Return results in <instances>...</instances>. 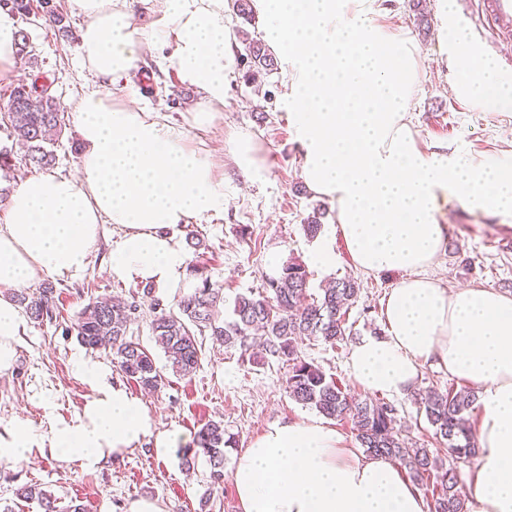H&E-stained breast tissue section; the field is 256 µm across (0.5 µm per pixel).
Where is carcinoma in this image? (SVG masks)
I'll return each mask as SVG.
<instances>
[{
  "label": "carcinoma",
  "mask_w": 512,
  "mask_h": 512,
  "mask_svg": "<svg viewBox=\"0 0 512 512\" xmlns=\"http://www.w3.org/2000/svg\"><path fill=\"white\" fill-rule=\"evenodd\" d=\"M235 16L246 22L254 20L253 0H231ZM244 52L238 54V65L247 68L251 79L278 70L276 57L258 40L244 39ZM16 56L31 62L28 31L17 28ZM44 75L36 74L29 83H21L11 91L7 117L14 137L25 148L29 165L46 168L55 156L52 147L65 128L64 109L59 100L48 93ZM309 279L304 264L289 260L276 277L265 281V291L258 295H239L233 302V318L221 317L220 289L207 280L193 293L177 302L176 307L154 315L150 328L154 340L179 377L193 375L200 366L201 344L198 337L209 335L226 347L258 355L251 351L254 336L263 338L265 354L288 363L285 389L294 401L316 410L327 419L349 420L356 438L368 455L385 456L400 462L409 479L422 484L432 481L431 512H465L458 487V473L437 464L426 448L410 449L398 437L396 409L389 403L361 398L345 391L317 364L301 355L300 343L305 338H320L333 346L344 340L346 316L355 303L360 286L352 278L336 279L322 289L319 296L308 293ZM53 285L23 292L15 302L24 307L27 317L41 324L52 319L55 310ZM137 306L118 298L87 304L74 322L78 341L88 349L104 351L112 356L119 370L144 390L154 392L162 377L153 356L138 343L127 339L136 321ZM476 402L471 391L429 390L420 399L434 435L446 441L448 452L465 459L475 451L474 437L466 415ZM193 445L202 449L210 464V485L218 489L224 483L225 449L236 446L233 436H225L224 422L211 420L194 436ZM23 501H36L42 512H85L81 504L57 505L58 498L36 483L23 484L14 490Z\"/></svg>",
  "instance_id": "obj_1"
}]
</instances>
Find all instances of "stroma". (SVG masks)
Masks as SVG:
<instances>
[{"label": "stroma", "mask_w": 512, "mask_h": 512, "mask_svg": "<svg viewBox=\"0 0 512 512\" xmlns=\"http://www.w3.org/2000/svg\"><path fill=\"white\" fill-rule=\"evenodd\" d=\"M52 3L63 14L66 28L58 30L40 19L29 25L35 63L18 64V78H0L1 110L19 80L28 79L35 70L48 77L52 94L65 109H72L88 89L80 40L84 20L72 11L69 0ZM420 11L429 19V30L418 25L416 14ZM376 20L409 31L419 46L409 113L423 145H444L464 154L496 158L512 156V112L483 111L452 90L457 65L446 51L437 0H420L416 10L410 0H388ZM287 69V61L279 60L277 71L263 76L258 86L245 81L242 69H233L225 84L224 105L206 128L192 122L194 111L203 102L201 93L183 85L177 74L163 65L160 55L146 57L122 82L141 106L162 107L167 121L184 132L186 146L221 161L217 177L230 205L222 212L190 220L180 236L186 245L195 237L202 240L198 264L204 276L220 288L225 308H232L238 295L262 291L269 276L267 258L275 252L282 259L307 264L311 294H318L335 278L359 282L360 293L348 316L349 341L335 347L320 340H306L301 345L309 360L359 395L363 389L347 367L351 343L384 332L383 308L399 276L365 275L355 269L343 239L331 229L334 214L328 211L327 201L314 198L307 189L300 175L302 146L283 106ZM241 133L254 135L266 148L267 177L249 186L244 185L229 153L231 141ZM319 207L326 214L320 236L314 239L306 235L302 224ZM441 210L448 224V239L429 275L447 288H493L512 294V218L467 209L453 198L444 202ZM118 235L117 227L103 225L85 271L53 279L57 308L52 320L28 325L13 369L0 374V419L18 417L40 433H48L54 422L72 417L85 403L89 389L80 378L79 363H99L108 368L110 383L121 384L144 402L159 429L179 431L178 446L161 459L146 442L90 471L50 457L17 464L0 462V502H9L14 512H40L37 503L18 500L13 494L19 485L37 483L52 491L62 504L74 500L84 504L87 512H125L129 502L139 498L157 500L162 512H200V501L208 493L213 496L212 512H241L232 483L210 492L206 457L198 456L194 470H186L181 463L183 449L192 445L196 432L208 420H223L225 430L236 439L235 448L226 452L224 467L229 470L237 450L268 426L302 419L311 410L288 396V368L281 360L269 356L257 365L240 350L208 337L203 340L196 373L186 378L173 375L154 341L150 322L156 312L174 307L183 293L147 296L140 283L112 274L109 257ZM320 238L327 240L334 254V263L326 270L310 263ZM108 294L137 305V321L128 337L153 355L164 378L160 389L144 391L113 364L110 355L78 343L74 330L77 314L92 300ZM451 387L459 390L463 384L446 371L427 367L412 392L391 398L390 403L396 409L402 438L412 447L429 449L464 481L472 473L474 459L452 456L415 401L416 393Z\"/></svg>", "instance_id": "1"}]
</instances>
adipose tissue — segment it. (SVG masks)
Here are the masks:
<instances>
[{
    "mask_svg": "<svg viewBox=\"0 0 512 512\" xmlns=\"http://www.w3.org/2000/svg\"><path fill=\"white\" fill-rule=\"evenodd\" d=\"M148 44L170 48L182 83L201 90L193 122L224 102L233 36L224 0H157ZM266 41L289 60L284 105L303 147L302 178L333 205L336 232L361 273H399L384 306L386 331L356 342L348 369L364 389L406 394L434 364L478 387L477 461L469 512H512V295L442 287L426 276L448 227L441 198L512 217V162L423 148L409 116L418 50L408 32L375 24L376 0H256ZM82 15L83 65L92 83L75 107L82 162L77 177L21 180L0 224V373L13 368L26 321L7 297L46 277L82 272L101 225L118 227L112 274L165 294L191 287L178 232L187 220L223 209L211 157L185 146L160 113L116 108L118 83L140 47L133 0H71ZM460 73L452 89L484 111L512 110V79L474 56L463 30L451 33ZM230 154L243 176L265 180L262 146L240 135ZM90 392L73 418L42 435L27 421L0 420V462L39 454L82 469L151 442L168 457L179 433L98 363H81ZM242 512H429L395 461L351 448L323 417L278 422L241 449L230 475Z\"/></svg>",
    "mask_w": 512,
    "mask_h": 512,
    "instance_id": "adipose-tissue-1",
    "label": "adipose tissue"
}]
</instances>
